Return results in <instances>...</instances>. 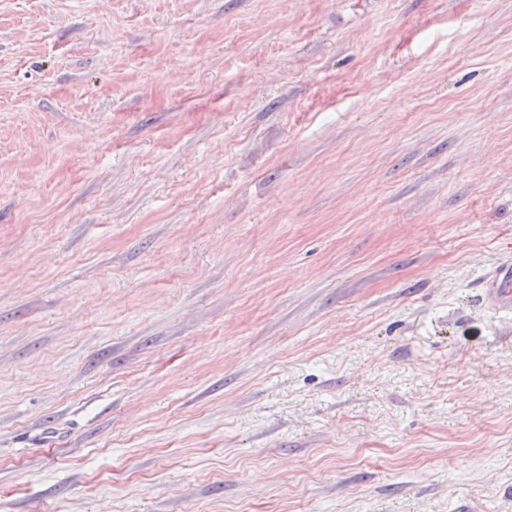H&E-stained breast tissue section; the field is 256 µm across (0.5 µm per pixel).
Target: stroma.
<instances>
[{"label": "stroma", "instance_id": "35a3bbf8", "mask_svg": "<svg viewBox=\"0 0 512 512\" xmlns=\"http://www.w3.org/2000/svg\"><path fill=\"white\" fill-rule=\"evenodd\" d=\"M512 0H0V512H512ZM482 303L499 314H512V263L503 262L480 281Z\"/></svg>", "mask_w": 512, "mask_h": 512}]
</instances>
